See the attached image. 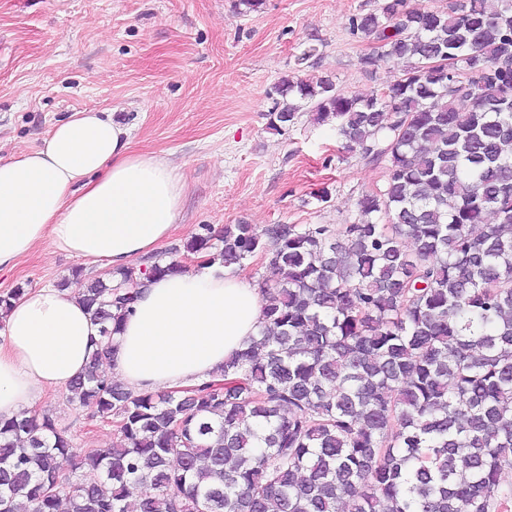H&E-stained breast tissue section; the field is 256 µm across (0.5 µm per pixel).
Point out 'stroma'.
<instances>
[{
	"mask_svg": "<svg viewBox=\"0 0 512 512\" xmlns=\"http://www.w3.org/2000/svg\"><path fill=\"white\" fill-rule=\"evenodd\" d=\"M377 3L263 0L243 13L236 0H0V158L38 148L70 113L105 110L130 129L134 151L167 156L184 180L168 246L201 224L353 223L383 166L339 155L335 130L309 114L281 135L265 114L287 75L327 74L346 94L394 80L402 62L368 76L360 58L371 45L349 29ZM325 187L331 199L318 202ZM75 264L40 245L0 273V292L71 280ZM65 395L48 391L37 411L81 447H111L113 424Z\"/></svg>",
	"mask_w": 512,
	"mask_h": 512,
	"instance_id": "35a3bbf8",
	"label": "stroma"
}]
</instances>
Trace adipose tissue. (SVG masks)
I'll list each match as a JSON object with an SVG mask.
<instances>
[{"instance_id":"obj_1","label":"adipose tissue","mask_w":512,"mask_h":512,"mask_svg":"<svg viewBox=\"0 0 512 512\" xmlns=\"http://www.w3.org/2000/svg\"><path fill=\"white\" fill-rule=\"evenodd\" d=\"M130 144V130L106 112H74L41 147L0 159V272L42 243L111 271L159 250L185 185L165 156ZM261 306L254 279L203 265L148 282L107 344L77 290H28L0 318V419L68 388L98 350L105 371L136 392L211 380L257 334Z\"/></svg>"}]
</instances>
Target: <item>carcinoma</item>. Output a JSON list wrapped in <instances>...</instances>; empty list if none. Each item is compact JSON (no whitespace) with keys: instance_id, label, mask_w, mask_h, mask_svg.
Listing matches in <instances>:
<instances>
[{"instance_id":"1","label":"carcinoma","mask_w":512,"mask_h":512,"mask_svg":"<svg viewBox=\"0 0 512 512\" xmlns=\"http://www.w3.org/2000/svg\"><path fill=\"white\" fill-rule=\"evenodd\" d=\"M350 25L364 71L399 76L350 95L284 76L266 118L280 134L305 105L384 163L361 219L199 225L197 263L274 272L257 336L188 392H134L93 357L66 400L113 422L112 447L35 410L0 421V512H512V0H379ZM183 270L72 275L109 343L146 281Z\"/></svg>"}]
</instances>
